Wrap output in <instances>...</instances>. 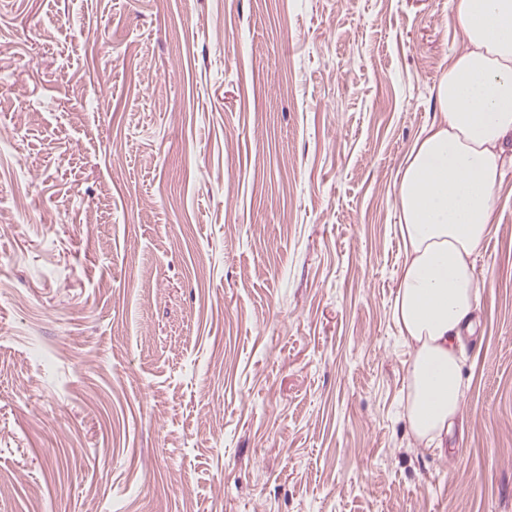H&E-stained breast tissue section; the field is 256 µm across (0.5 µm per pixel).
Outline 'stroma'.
I'll return each instance as SVG.
<instances>
[{
	"instance_id": "obj_1",
	"label": "stroma",
	"mask_w": 512,
	"mask_h": 512,
	"mask_svg": "<svg viewBox=\"0 0 512 512\" xmlns=\"http://www.w3.org/2000/svg\"><path fill=\"white\" fill-rule=\"evenodd\" d=\"M448 0H0V512H512V175L446 449L399 164Z\"/></svg>"
}]
</instances>
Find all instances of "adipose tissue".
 <instances>
[{"label":"adipose tissue","instance_id":"obj_1","mask_svg":"<svg viewBox=\"0 0 512 512\" xmlns=\"http://www.w3.org/2000/svg\"><path fill=\"white\" fill-rule=\"evenodd\" d=\"M461 48L434 87L432 121L397 171L403 245L392 315L411 349L405 417L443 447L464 401L460 346L473 333L481 256L512 164V0H448Z\"/></svg>","mask_w":512,"mask_h":512}]
</instances>
